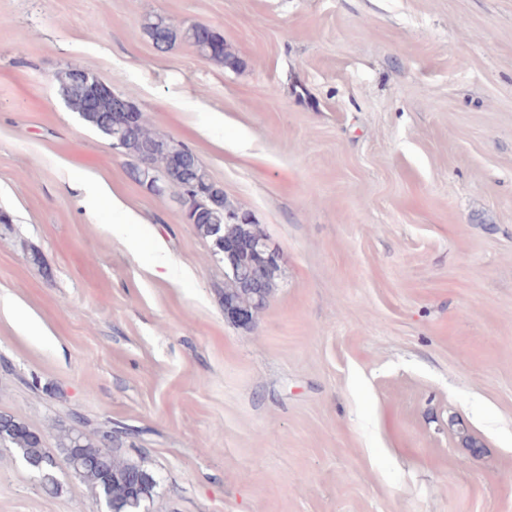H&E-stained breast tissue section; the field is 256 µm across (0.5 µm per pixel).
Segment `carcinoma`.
I'll list each match as a JSON object with an SVG mask.
<instances>
[{"label": "carcinoma", "instance_id": "1", "mask_svg": "<svg viewBox=\"0 0 512 512\" xmlns=\"http://www.w3.org/2000/svg\"><path fill=\"white\" fill-rule=\"evenodd\" d=\"M144 28L159 49L170 47L176 37L162 16L148 19ZM182 36L202 57L226 66L235 63L224 38L210 26L192 24L183 30ZM76 74L77 71L69 70L58 78L61 94L89 126L100 132L102 128L94 113L86 111L89 89L75 82ZM116 120L124 134V155L129 159L131 178L140 181L139 162L144 157L152 170L163 174L173 187L183 191L203 188L205 203L198 205L193 214L196 231L209 241L213 255H224V238L228 237L244 248L243 260L252 262L253 257L247 248L254 241L266 240L265 235L253 224L232 223L224 218L225 211L229 209L224 190L211 180L197 157L191 153L186 167L174 168L171 157L177 149L173 142L153 133L142 117L133 121L121 114ZM276 271L275 266L265 267L259 274L258 285L265 294L263 301L258 300L249 282L231 274L227 276L224 296L256 315L268 304ZM131 435L132 431L122 426L92 429L87 418L75 415L72 423L58 426V447L62 454L59 460L26 424L10 414H0V446L13 449L23 463L38 462L32 471L37 474L46 494L53 496L59 493L61 482L58 473L64 465L89 487L96 503L104 507V512H149V504L157 494L159 482L154 475L143 465L125 457L124 444Z\"/></svg>", "mask_w": 512, "mask_h": 512}]
</instances>
